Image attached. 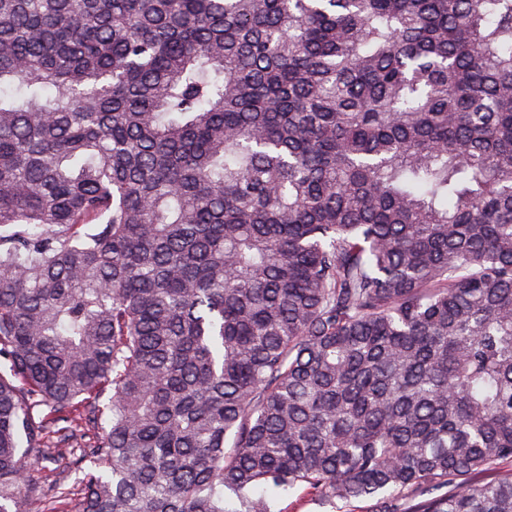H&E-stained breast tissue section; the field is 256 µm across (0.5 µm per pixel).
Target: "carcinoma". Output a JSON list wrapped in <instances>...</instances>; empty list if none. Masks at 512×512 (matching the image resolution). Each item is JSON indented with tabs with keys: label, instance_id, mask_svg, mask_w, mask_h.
<instances>
[{
	"label": "carcinoma",
	"instance_id": "obj_1",
	"mask_svg": "<svg viewBox=\"0 0 512 512\" xmlns=\"http://www.w3.org/2000/svg\"><path fill=\"white\" fill-rule=\"evenodd\" d=\"M45 453L512 512V0H0V512Z\"/></svg>",
	"mask_w": 512,
	"mask_h": 512
}]
</instances>
